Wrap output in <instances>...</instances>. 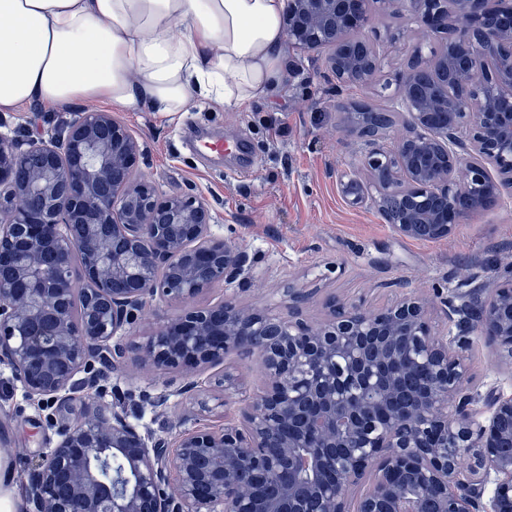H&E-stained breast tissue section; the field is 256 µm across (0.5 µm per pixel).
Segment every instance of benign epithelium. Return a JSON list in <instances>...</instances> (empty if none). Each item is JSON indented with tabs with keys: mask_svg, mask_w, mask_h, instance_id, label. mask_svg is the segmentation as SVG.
I'll return each instance as SVG.
<instances>
[{
	"mask_svg": "<svg viewBox=\"0 0 512 512\" xmlns=\"http://www.w3.org/2000/svg\"><path fill=\"white\" fill-rule=\"evenodd\" d=\"M453 0L456 37L419 65L436 84L413 96L399 77L402 133L384 135L364 157L369 180L337 173L346 201L383 211L395 194H429L438 212L404 210L395 236L444 241L472 217L458 196L512 193V5ZM405 8L428 31L448 29V0H284L290 43L325 48L336 78L368 85L380 66L347 49L374 7ZM466 52L463 70L451 54ZM340 133L360 139L357 115ZM140 145L110 112L64 123L59 140L16 151L0 135V362L29 401L50 410L58 440L28 473L27 512H507L512 505V394L468 385L461 337L473 334L512 366V270L490 288L473 281L435 304L410 291L374 309L326 298L325 317H298L308 300L288 289L287 312L270 314L233 297L198 299L247 270L248 253L211 231L201 196H161L135 177ZM507 178L496 180L486 164ZM178 309L141 344L138 365L175 370L182 395L204 367L258 355L264 383L240 421L218 429L175 419L171 438L102 401L100 381L127 373L123 335L155 300ZM430 374L402 406L395 362Z\"/></svg>",
	"mask_w": 512,
	"mask_h": 512,
	"instance_id": "1",
	"label": "benign epithelium"
}]
</instances>
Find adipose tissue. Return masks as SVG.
I'll return each mask as SVG.
<instances>
[{
    "label": "adipose tissue",
    "instance_id": "1",
    "mask_svg": "<svg viewBox=\"0 0 512 512\" xmlns=\"http://www.w3.org/2000/svg\"><path fill=\"white\" fill-rule=\"evenodd\" d=\"M283 0H0V112L221 111L283 78Z\"/></svg>",
    "mask_w": 512,
    "mask_h": 512
}]
</instances>
